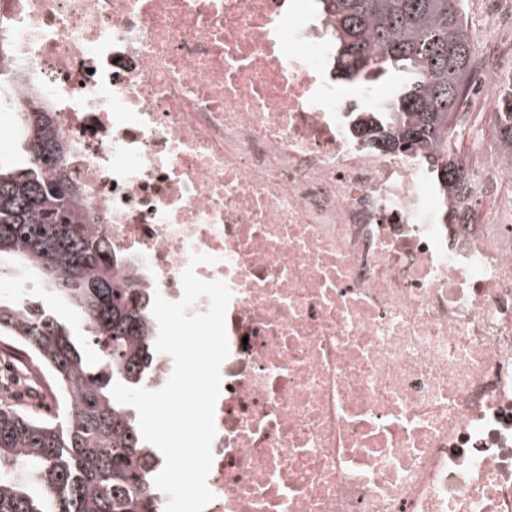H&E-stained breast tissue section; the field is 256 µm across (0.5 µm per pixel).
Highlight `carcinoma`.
Segmentation results:
<instances>
[{"mask_svg": "<svg viewBox=\"0 0 512 512\" xmlns=\"http://www.w3.org/2000/svg\"><path fill=\"white\" fill-rule=\"evenodd\" d=\"M464 2L319 0L341 78H400L393 98L355 110L363 140L383 153L430 150L435 177L458 198L467 185L448 126L474 58ZM14 140L13 156L0 158V260L38 274L72 309L99 363L43 302L0 301V339L38 362L61 398L54 420L0 401V512H164L155 454L131 406L111 393L116 382L147 386L157 358L151 298L113 273L120 258L85 224L50 113L25 103ZM496 141L512 155L511 86L498 103Z\"/></svg>", "mask_w": 512, "mask_h": 512, "instance_id": "1", "label": "carcinoma"}]
</instances>
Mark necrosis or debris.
I'll use <instances>...</instances> for the list:
<instances>
[{"instance_id":"necrosis-or-debris-1","label":"necrosis or debris","mask_w":512,"mask_h":512,"mask_svg":"<svg viewBox=\"0 0 512 512\" xmlns=\"http://www.w3.org/2000/svg\"><path fill=\"white\" fill-rule=\"evenodd\" d=\"M0 142L51 112L64 168L120 274L165 299L223 281L204 512H512V157L483 102L512 56L484 43L460 103V208L423 153L354 135L309 0H0ZM0 386L39 413L38 369Z\"/></svg>"}]
</instances>
